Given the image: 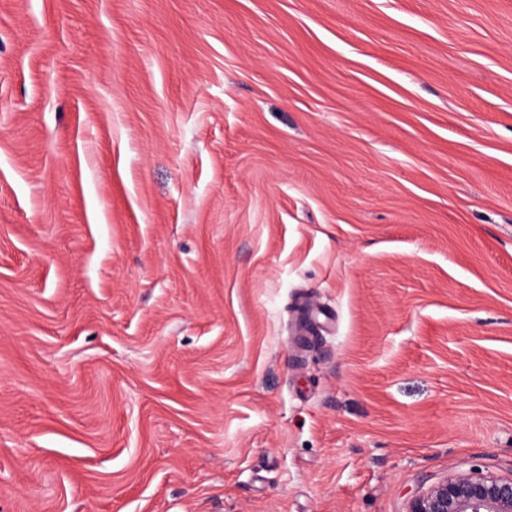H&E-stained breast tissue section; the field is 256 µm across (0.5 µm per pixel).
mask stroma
<instances>
[{"instance_id":"stroma-1","label":"stroma","mask_w":512,"mask_h":512,"mask_svg":"<svg viewBox=\"0 0 512 512\" xmlns=\"http://www.w3.org/2000/svg\"><path fill=\"white\" fill-rule=\"evenodd\" d=\"M512 472V0H0V512H406Z\"/></svg>"}]
</instances>
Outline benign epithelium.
I'll list each match as a JSON object with an SVG mask.
<instances>
[{
    "label": "benign epithelium",
    "mask_w": 512,
    "mask_h": 512,
    "mask_svg": "<svg viewBox=\"0 0 512 512\" xmlns=\"http://www.w3.org/2000/svg\"><path fill=\"white\" fill-rule=\"evenodd\" d=\"M407 512H512V473L450 474L412 497Z\"/></svg>",
    "instance_id": "benign-epithelium-1"
}]
</instances>
